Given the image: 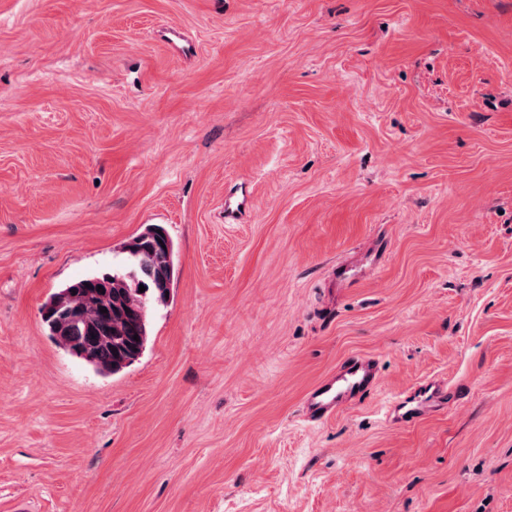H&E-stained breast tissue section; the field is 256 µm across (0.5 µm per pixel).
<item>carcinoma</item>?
Listing matches in <instances>:
<instances>
[{
	"label": "carcinoma",
	"instance_id": "cac0c4a2",
	"mask_svg": "<svg viewBox=\"0 0 512 512\" xmlns=\"http://www.w3.org/2000/svg\"><path fill=\"white\" fill-rule=\"evenodd\" d=\"M160 242L162 251L155 249ZM123 253L120 270L72 282L52 293L42 308L57 344L102 375L118 374L141 357L151 335L149 306L165 304L174 286V247L163 226H145Z\"/></svg>",
	"mask_w": 512,
	"mask_h": 512
}]
</instances>
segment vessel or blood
<instances>
[{"mask_svg":"<svg viewBox=\"0 0 512 512\" xmlns=\"http://www.w3.org/2000/svg\"><path fill=\"white\" fill-rule=\"evenodd\" d=\"M250 207L248 193L229 196L224 201L225 223H235ZM378 379V362L369 356H353L345 360L336 376L316 387L305 402L310 421L326 419L347 401L365 398Z\"/></svg>","mask_w":512,"mask_h":512,"instance_id":"b4317fda","label":"vessel or blood"}]
</instances>
